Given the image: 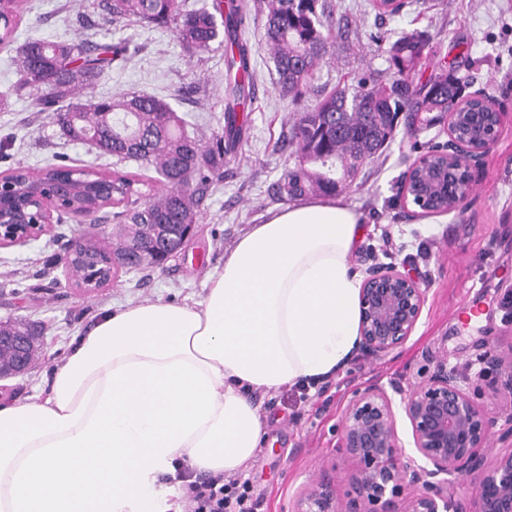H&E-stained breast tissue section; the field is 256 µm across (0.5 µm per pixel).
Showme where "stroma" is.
Listing matches in <instances>:
<instances>
[{
	"label": "stroma",
	"instance_id": "obj_1",
	"mask_svg": "<svg viewBox=\"0 0 512 512\" xmlns=\"http://www.w3.org/2000/svg\"><path fill=\"white\" fill-rule=\"evenodd\" d=\"M97 0H26L10 44H0V175L22 166L95 167L147 180L155 172L132 160L98 156L95 149L61 137L50 115H35L29 96L12 95L19 79L15 57L31 38L50 41L125 42L124 59L95 86L98 97L144 92L167 99L186 119L199 143L212 145L224 125V50L187 54L172 28L139 21L106 25ZM336 35L307 104L334 88L383 74L386 47L418 29L431 36L420 77L439 60L465 58L459 69L467 91L484 94L503 112L497 140L472 166V190L463 210L422 217L404 202L400 186L408 167L429 144L448 141L446 123L415 134L398 127L390 149L370 161L335 198L360 213L364 233L350 258L359 277L369 266L394 263L421 276L426 303L411 337L391 357L375 360L354 350L326 383L325 391L286 387L262 400L263 442L243 470L260 498L258 512H291L299 492L332 478L342 512L355 496L354 461L339 448L343 411L355 388L371 379H421L427 356L444 358L462 383L472 366L492 351L512 349V0H410L395 16L377 17L371 0H326ZM255 100L243 139L224 161V179L211 186L200 210L198 233L162 268L119 271L106 286L78 288L66 267L67 247L92 226L64 216L51 234L26 245L0 249V321L25 319L43 326L39 352L24 374L0 380V402L25 400L44 386L76 336L104 309L143 302L202 300L209 274L253 225L286 208L273 186L294 163L288 144L297 111L275 84L274 66L261 42L253 44ZM485 321L460 320L462 305ZM307 401H300V394Z\"/></svg>",
	"mask_w": 512,
	"mask_h": 512
}]
</instances>
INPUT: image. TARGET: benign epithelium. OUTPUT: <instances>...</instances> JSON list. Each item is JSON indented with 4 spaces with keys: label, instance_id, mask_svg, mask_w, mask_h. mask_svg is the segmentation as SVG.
Returning a JSON list of instances; mask_svg holds the SVG:
<instances>
[{
    "label": "benign epithelium",
    "instance_id": "1",
    "mask_svg": "<svg viewBox=\"0 0 512 512\" xmlns=\"http://www.w3.org/2000/svg\"><path fill=\"white\" fill-rule=\"evenodd\" d=\"M456 113L448 119V156L471 161L499 135L502 113L491 112L492 123L481 112L463 116L483 126L484 138L475 145L454 131ZM11 186L0 176V248L23 246L53 226L55 206L64 186L52 191L38 212H17ZM149 237L159 243L154 259L164 265L195 235V224H150ZM422 279L396 265L373 266L361 288L360 342L362 350L384 359L400 349L414 332L426 301ZM39 341L31 331L0 328V348H11L15 359L0 367V380L26 372L31 366L28 349ZM483 372L493 373L501 386L512 391V354L489 353ZM481 384L465 386L439 360L412 388L398 382L374 381L357 391L343 415L339 447L357 465V496L349 512H463L455 499L454 480L473 481L471 512H512V449L488 460L485 449L494 436V417L479 403ZM407 419L415 451L427 466L408 470L398 435V417ZM416 487L405 495V486ZM292 512H341L335 484L323 479L299 493Z\"/></svg>",
    "mask_w": 512,
    "mask_h": 512
}]
</instances>
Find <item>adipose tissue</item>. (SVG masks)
Segmentation results:
<instances>
[{
  "label": "adipose tissue",
  "mask_w": 512,
  "mask_h": 512,
  "mask_svg": "<svg viewBox=\"0 0 512 512\" xmlns=\"http://www.w3.org/2000/svg\"><path fill=\"white\" fill-rule=\"evenodd\" d=\"M360 215L308 201L238 241L194 303L105 312L48 395L0 404V512H174L167 481L244 469L257 394L332 375L359 340Z\"/></svg>",
  "instance_id": "obj_1"
}]
</instances>
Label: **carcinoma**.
Listing matches in <instances>:
<instances>
[{
  "label": "carcinoma",
  "instance_id": "carcinoma-1",
  "mask_svg": "<svg viewBox=\"0 0 512 512\" xmlns=\"http://www.w3.org/2000/svg\"><path fill=\"white\" fill-rule=\"evenodd\" d=\"M24 0H0V44L12 40ZM103 14L114 22L134 18L160 27L175 24L176 38L190 53L205 52L213 44L228 42L235 48L227 60L229 83L224 111L227 126L235 113L245 111L253 98L250 26H262L276 72V85L291 103L302 102L326 61L331 29L324 0H269L266 9L252 12L246 0H213L211 8L180 12L179 0H99ZM430 45L425 31H413L385 49L388 67L385 82L362 80L322 95L303 108L291 124L295 145L294 165L274 184L275 193L296 199L311 191L336 192V169L343 178L354 176L366 163L384 153L393 142L398 125L415 132L425 119L422 114H448L462 94L456 67L439 66L425 80L411 75L421 65ZM128 46L33 40L19 50V80L15 91L35 95L36 111L50 112L70 141L87 142L101 156L136 160L152 168L158 179L146 183L134 175L96 169L49 166L31 178L54 183L65 178L71 187L75 210L96 214L115 202L112 220L121 225L117 250L130 256L134 270L154 267L147 258L149 239L145 224H196L208 185L224 180V158L241 139L243 127L231 129L207 148L187 136L182 118L164 98L136 92L111 98L73 101L88 90ZM465 172L437 183L428 196L429 209L448 207V185L462 182ZM31 185L21 182L15 203L35 210ZM107 257L100 251L76 253L72 269L88 282Z\"/></svg>",
  "mask_w": 512,
  "mask_h": 512
}]
</instances>
